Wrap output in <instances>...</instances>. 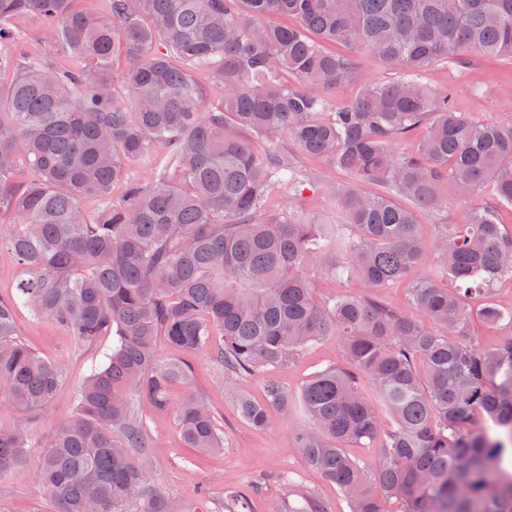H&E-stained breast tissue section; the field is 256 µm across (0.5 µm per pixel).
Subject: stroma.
<instances>
[{"label":"stroma","mask_w":512,"mask_h":512,"mask_svg":"<svg viewBox=\"0 0 512 512\" xmlns=\"http://www.w3.org/2000/svg\"><path fill=\"white\" fill-rule=\"evenodd\" d=\"M465 86L457 94V111L490 122L512 120V63L474 55L465 73ZM280 147L301 168L318 171L314 185L306 189L300 204L304 217L322 222L336 221V212L327 193L330 184L344 180V173L302 154L288 136H281ZM20 334L36 352L57 362L65 374L59 394L30 425L32 448L28 462L0 476V512H55L38 481L37 468L45 442L73 414V390L100 364L112 347L111 337L101 339L97 348L78 349L71 336L51 320L34 316L27 308L16 315ZM191 378L187 387L175 388L174 399L193 393L224 420L228 446L223 455L210 456L186 447L173 412H158L140 404L139 412L159 449L151 466L157 486L177 502L195 500L199 487H207L213 499H220L225 488L234 487L249 501L250 512H278L289 490L307 494L323 502L329 512H348L335 486L307 467L291 448L293 428L305 422L300 405L272 415L271 425L258 430L239 418L232 396L210 355H188ZM335 338L329 337L299 358L273 372L272 377L291 392L327 366L343 365Z\"/></svg>","instance_id":"obj_1"}]
</instances>
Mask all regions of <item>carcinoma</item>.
<instances>
[{
    "label": "carcinoma",
    "mask_w": 512,
    "mask_h": 512,
    "mask_svg": "<svg viewBox=\"0 0 512 512\" xmlns=\"http://www.w3.org/2000/svg\"><path fill=\"white\" fill-rule=\"evenodd\" d=\"M79 2L0 0V48L18 38L9 20L39 16L62 52L51 67L0 52V211L12 216L0 245L22 269L15 297L0 299V397L26 419L0 427V475L26 463L27 423L64 383L19 338L21 304L79 348L115 339L40 457L57 512H248L235 488L218 502L203 492L188 509L156 490V445L133 397L174 409L187 447L221 454L215 412L191 394L172 403L190 367L162 358L159 343L209 351L239 417L264 429L271 409L292 404L269 374L326 336L346 366L302 385L307 422L291 442L349 512H385L390 501L401 512H512L502 468L512 448L493 434L512 432V309L494 301L496 284L512 280L500 218L512 209V120L458 112L459 82L424 81L434 63L460 77L475 53L511 58L512 0H108L103 15ZM363 56L397 76L331 106ZM120 57L130 63L121 72ZM197 72L222 89L218 102L206 101ZM421 130L412 151L399 149ZM280 135L375 191L336 183L340 223L299 217L314 175L277 149ZM132 166L150 176L126 177ZM489 181L493 200L471 204ZM448 183L467 220L423 238L416 212L447 208ZM275 192L288 195L287 211L267 208ZM429 253L437 273L420 274ZM316 255L336 258L334 277L376 292L317 298L307 274ZM413 274L408 307L378 294ZM476 316L495 342L472 337ZM259 374L261 402L242 388ZM382 410L392 427L381 436ZM376 438V465L346 453ZM278 512L327 510L303 495Z\"/></svg>",
    "instance_id": "1"
}]
</instances>
